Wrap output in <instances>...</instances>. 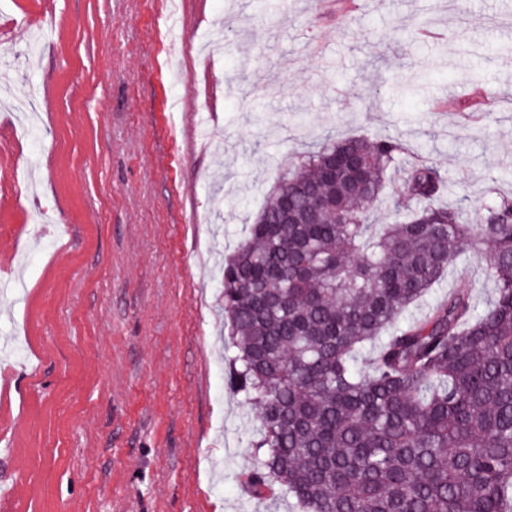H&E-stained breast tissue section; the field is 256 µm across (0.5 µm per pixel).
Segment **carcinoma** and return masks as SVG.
<instances>
[{
    "label": "carcinoma",
    "instance_id": "cac0c4a2",
    "mask_svg": "<svg viewBox=\"0 0 512 512\" xmlns=\"http://www.w3.org/2000/svg\"><path fill=\"white\" fill-rule=\"evenodd\" d=\"M354 164L326 181L332 155ZM405 168L388 186L389 173ZM392 221L373 223L386 190ZM448 175L387 134L295 157L224 257V361L259 408L253 499L299 512H512V196L437 206ZM469 252L459 286L404 320ZM370 350L364 361L359 355ZM462 276L465 278L461 280ZM456 279L459 280V284L471 289L473 303L478 311L488 306L493 293V283L486 277L480 260L471 254L459 265L455 277L448 279L447 275L423 301L407 313V317L419 318L430 304L448 296V291L456 284Z\"/></svg>",
    "mask_w": 512,
    "mask_h": 512
}]
</instances>
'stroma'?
Listing matches in <instances>:
<instances>
[{
	"label": "stroma",
	"mask_w": 512,
	"mask_h": 512,
	"mask_svg": "<svg viewBox=\"0 0 512 512\" xmlns=\"http://www.w3.org/2000/svg\"><path fill=\"white\" fill-rule=\"evenodd\" d=\"M166 3L0 0V123L39 116L0 153V254L29 257L0 311V346L27 327L9 512H267L240 484L257 410L227 383L220 267L306 146L385 132L446 202L512 193V0H206L188 41ZM459 280L485 309L470 255L410 317Z\"/></svg>",
	"instance_id": "1"
}]
</instances>
